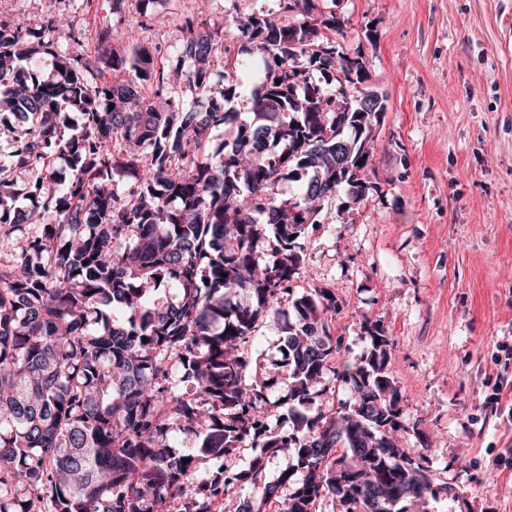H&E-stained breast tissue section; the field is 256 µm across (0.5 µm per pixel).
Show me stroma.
<instances>
[{
    "mask_svg": "<svg viewBox=\"0 0 512 512\" xmlns=\"http://www.w3.org/2000/svg\"><path fill=\"white\" fill-rule=\"evenodd\" d=\"M362 52L363 85L385 110L371 126L361 199L321 200L301 238L293 297L324 288L347 358L388 337L399 389V445L425 456L439 494L429 512H512V0H315ZM76 27L112 21L108 0H0V18L32 26L49 9ZM160 22L126 28L169 57L185 16L234 28L225 0H156ZM280 333L259 322L253 367L275 373Z\"/></svg>",
    "mask_w": 512,
    "mask_h": 512,
    "instance_id": "35a3bbf8",
    "label": "stroma"
}]
</instances>
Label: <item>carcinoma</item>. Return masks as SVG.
Segmentation results:
<instances>
[{
    "mask_svg": "<svg viewBox=\"0 0 512 512\" xmlns=\"http://www.w3.org/2000/svg\"><path fill=\"white\" fill-rule=\"evenodd\" d=\"M278 2L286 18H311L313 0ZM232 7L248 43L234 69L250 72L262 51L242 121L224 111L239 79L211 84L214 57L229 52L224 31L185 19L178 54L194 70L157 68L114 7L97 40L127 42L128 53L59 55L45 78L29 61L63 38L79 43L76 28L56 15L38 29L0 21V131L20 130L0 161V234L20 236L0 253V512H224L236 481L254 491L235 512H315L326 496L346 512H429L438 495L430 467L398 447L388 338L377 329L360 358L343 359L327 290L282 306L319 213L312 201L343 182L360 195L384 104L358 88L363 57L342 52L347 30L334 13L295 27ZM108 71L127 78L110 82ZM316 73L335 90H317ZM175 75L206 94L207 110L179 99ZM287 180L297 187L285 195ZM21 181L24 209L14 206ZM45 214L55 221L24 232ZM268 227L275 246L265 250ZM267 317L282 333L292 428L260 443L275 381L248 377L245 344ZM329 376L352 400L304 413ZM182 434L200 439L198 454L178 450ZM259 444L248 470L225 467ZM279 454L293 473L263 481Z\"/></svg>",
    "mask_w": 512,
    "mask_h": 512,
    "instance_id": "cac0c4a2",
    "label": "carcinoma"
}]
</instances>
